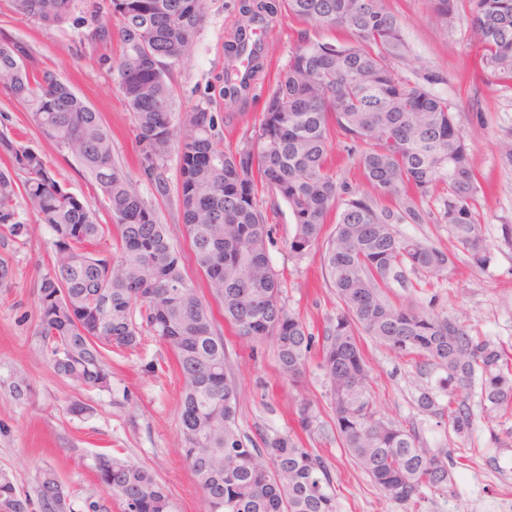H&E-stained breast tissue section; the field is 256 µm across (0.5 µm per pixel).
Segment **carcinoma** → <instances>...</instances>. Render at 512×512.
Masks as SVG:
<instances>
[{
  "mask_svg": "<svg viewBox=\"0 0 512 512\" xmlns=\"http://www.w3.org/2000/svg\"><path fill=\"white\" fill-rule=\"evenodd\" d=\"M74 6L75 0H12L16 13L48 25L63 23ZM280 6L309 24L340 28L352 40H303L269 94L258 129L230 152L215 136L213 113L199 106L174 111L168 82L208 0H110L108 15H93L83 38L107 44L119 35L123 50L112 70L138 130L141 169L167 191L162 169L177 146L182 224L211 296L236 335L275 341L281 373L290 381L304 373L315 341L281 300L258 191L288 206L295 224L290 251L301 256L321 247L326 280L340 302L319 347L336 434L385 497L417 508L448 491V452L424 446L416 433L379 415L359 336L410 358L421 371L437 372L435 387L421 388L416 406L448 417L456 436L473 425L468 390L476 383L483 410L512 414V359L504 350L463 324L396 307L382 295V286L405 267L441 277L454 266L451 253L396 229L422 223L415 200L439 187L444 223L476 261L486 260L476 207L481 186L456 116L430 88L432 77L411 81L393 66L411 58L382 0H243L245 22L227 49L225 99L247 96L263 68L256 31ZM462 6L484 64L512 73V0H431L444 28ZM27 56L21 43L0 39V83L30 108L45 138L75 154L113 217L111 225L96 223L91 205L64 189L41 154L0 134V150L12 158V168L0 171V229L13 236L26 230L17 219L21 195L55 236L53 268L41 278L37 308L49 363L80 386L107 390L111 374L102 350H132L145 331L158 337L173 352L182 379V451L207 512H336L330 472L313 449L290 434L266 437L260 448L242 439L224 337L166 225L115 166L98 113L58 73L29 71ZM243 58L247 73L240 78L236 62ZM334 130L353 143L368 189L348 184L333 169L328 148ZM386 199L399 206H380ZM333 212L335 230L326 237ZM108 235L113 254L99 249ZM439 394L447 404L438 402ZM315 419L310 404L301 403V429L313 432ZM263 456L272 466L259 461ZM93 470L121 512H170L168 490L148 468L98 454ZM40 493L45 512H58L64 491L53 471L42 472ZM0 512H28L27 500L2 472Z\"/></svg>",
  "mask_w": 512,
  "mask_h": 512,
  "instance_id": "obj_1",
  "label": "carcinoma"
}]
</instances>
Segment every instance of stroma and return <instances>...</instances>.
Masks as SVG:
<instances>
[{
  "label": "stroma",
  "mask_w": 512,
  "mask_h": 512,
  "mask_svg": "<svg viewBox=\"0 0 512 512\" xmlns=\"http://www.w3.org/2000/svg\"><path fill=\"white\" fill-rule=\"evenodd\" d=\"M96 1L108 2L77 0L69 18L56 26L17 14L11 0H0V37L24 42L29 68L62 74L99 113L112 137L115 164L167 225L173 245L184 256L188 277L199 296L210 300L206 279L183 235L175 190L179 153L170 149L164 166L168 190L158 191L141 171L138 130L111 69L120 53L119 42L99 45L80 39L88 9ZM240 4L241 0H208L193 44L169 75L176 110L202 106L219 115L218 139L228 151L257 129L277 74L301 37L332 42L342 36L331 28H311L288 10H279L258 33L264 71L247 98L231 103L222 95L225 48L242 20ZM383 6L401 24L415 72L437 75L432 90L447 99L467 139L483 187L478 206L487 247L486 262H475L441 222L438 196L428 197L418 204L423 223L403 224L399 230L448 250L455 265L441 279L404 270L401 277L388 280L383 295L392 304H411L460 322L473 335L512 354V166L504 164L499 153L500 142L512 138V74L481 69L466 13L444 28L434 18L429 0H383ZM1 132L39 152L71 194L93 205L98 223H111L99 185L74 154L45 140L33 125L28 106L3 90ZM258 202L271 228L267 249L283 282L282 301L315 337H322L339 301L324 281L321 253L314 249L293 255L288 243L295 226L287 205L273 203L265 191ZM18 212L27 224L26 233L14 237L0 232V259L12 269L11 279L0 286V472L27 497L29 512H44L39 475L46 469L56 473L65 489L66 512H89L92 502L105 505L107 512H119L111 490L99 483L91 467L94 456L105 453L151 469L169 490L171 512H206L182 451L180 381L170 348L148 336L135 350L106 352L112 377L104 391L59 375L43 355L36 313L40 279L54 260L53 234L36 223L26 207ZM216 329L224 338L228 371L240 391L238 427L246 441L258 444L264 437L286 432L299 435L331 473L337 512H406L384 497L337 438L318 353H311L303 383L294 385L280 373L272 340L257 343L236 336L221 319ZM361 346L380 414L415 427L427 447L444 446L451 455L448 490L433 495L423 512H512V415L480 414V389L475 386L469 398L476 412L471 430L462 437L449 436L447 423L417 409V389L428 382L418 367L371 337H362ZM19 384L25 387L20 396L15 393ZM303 400L312 404L317 417L319 429L311 435L302 433L296 422ZM74 403L83 406V413L70 412Z\"/></svg>",
  "instance_id": "1"
}]
</instances>
